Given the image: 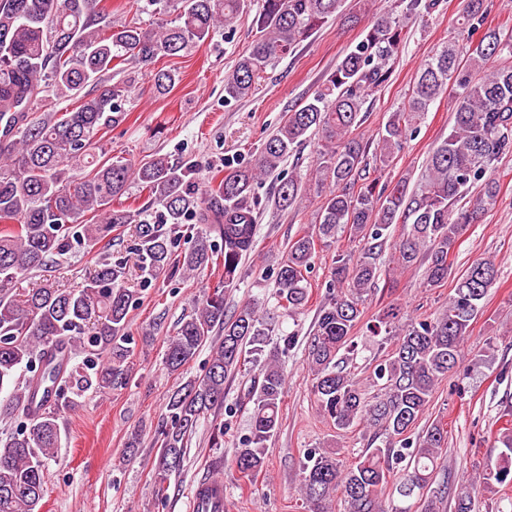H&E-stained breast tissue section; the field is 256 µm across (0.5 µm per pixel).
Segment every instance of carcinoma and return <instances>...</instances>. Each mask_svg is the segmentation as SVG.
I'll use <instances>...</instances> for the list:
<instances>
[{
    "label": "carcinoma",
    "instance_id": "cac0c4a2",
    "mask_svg": "<svg viewBox=\"0 0 512 512\" xmlns=\"http://www.w3.org/2000/svg\"><path fill=\"white\" fill-rule=\"evenodd\" d=\"M254 17L259 37L224 77L225 99L253 96L266 69L329 19L343 17L344 0H260ZM402 13L377 18L346 53L312 98L288 112L250 165L216 172L211 193L196 190L194 169L166 156L137 165L118 157L98 161L90 154L100 131L126 117L122 106L137 87L135 72L119 85L106 83L114 63L145 65L202 46L216 33L228 34L245 0H146L152 16L174 20L153 26L116 25L97 0H0V410L19 412L24 422L0 441V512H39L46 460L61 440V412L90 390H107L128 376L126 334L132 293L124 287L125 265L102 260L80 289L50 284L26 290L18 276L62 257L74 245L94 244L118 224H135L133 253L142 272L157 278L180 266L203 269L222 258L224 281L203 296L197 312L180 321L169 339L165 365L181 374L199 348L218 335L204 374L184 382L169 397V422L160 432L153 478L163 490L184 458L186 437L208 411L224 404L226 382L241 367L256 371L240 399L253 403L250 435L232 463L241 477L258 475L278 424L286 387L281 356L295 333L275 331L274 318L248 302L225 314L224 291L237 286L239 267L255 245L257 216L252 195L262 176L278 170L307 133L319 136L318 182L328 188L312 232L297 238L277 268V307L301 314L309 301L307 274L316 244L349 232L358 249L336 254L308 345V365L319 410L336 429H376L367 448L347 463L338 453L312 449L301 469L306 512H328L341 493L345 512H439L442 497L429 496L448 430L436 422L418 439L412 431L437 385L463 361L469 327L496 284L491 260H476L456 274L450 260L461 236L495 208L499 184L492 173L512 157V65L475 80L493 59H512V30L485 27L484 0H464L457 36L436 50L415 78L408 105L392 113L378 133L372 177L366 172L369 143L353 136L368 93L390 78L389 62L401 53V19L431 17L438 0H396ZM180 81L174 70L150 74L151 88L169 94ZM455 102L454 123L432 151L425 177L410 187L405 177L381 181L404 148L407 131L443 92ZM45 97L59 108L42 118L29 112ZM148 192L150 211L111 209L131 182ZM302 201L300 181L280 180L274 204L286 210ZM205 225L194 245L173 252L183 220ZM402 224V238L391 226ZM393 251L388 271L426 264L424 284L455 280L448 303L432 317L403 320L391 304L366 331L385 350L363 383L347 371L355 354L352 332L361 321L380 275V258ZM87 346L81 364L72 350ZM32 376L20 383L17 373ZM394 477L398 503L382 493ZM478 482L512 484V430L503 429L487 452ZM462 484L455 512H472L471 490Z\"/></svg>",
    "mask_w": 512,
    "mask_h": 512
}]
</instances>
